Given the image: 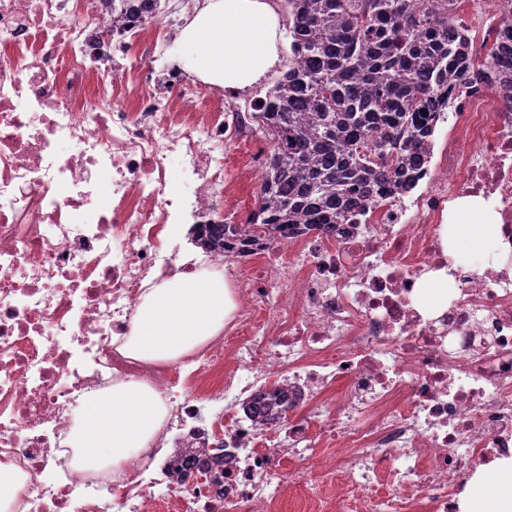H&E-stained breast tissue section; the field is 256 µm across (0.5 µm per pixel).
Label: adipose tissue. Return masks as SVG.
Instances as JSON below:
<instances>
[{
	"instance_id": "adipose-tissue-1",
	"label": "adipose tissue",
	"mask_w": 512,
	"mask_h": 512,
	"mask_svg": "<svg viewBox=\"0 0 512 512\" xmlns=\"http://www.w3.org/2000/svg\"><path fill=\"white\" fill-rule=\"evenodd\" d=\"M280 21L272 0H204L178 43L183 64L204 81L237 95L252 89L281 63ZM234 303L217 275L180 276L146 289L121 352L133 360L173 363L224 329ZM71 431L86 466L130 465L166 415L159 397L129 380L85 394Z\"/></svg>"
}]
</instances>
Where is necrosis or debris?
I'll return each mask as SVG.
<instances>
[{
    "label": "necrosis or debris",
    "instance_id": "obj_1",
    "mask_svg": "<svg viewBox=\"0 0 512 512\" xmlns=\"http://www.w3.org/2000/svg\"><path fill=\"white\" fill-rule=\"evenodd\" d=\"M0 0V512H275L301 473L329 476L348 512H461L465 482L512 462V93H461L425 188L334 234L278 236L251 272L201 252L182 224L224 221V92L154 70L145 22L112 0ZM502 0L463 19L486 61ZM499 216L498 263L469 271L443 243L454 201ZM448 275V300L423 277ZM223 276L231 344L176 363L120 348L144 289ZM278 376L289 421L244 403ZM136 379L167 415L125 469H83L67 443L85 392ZM330 395L317 419L301 408ZM224 458L222 484L151 474L159 449ZM335 449L334 457L318 453ZM385 471L390 494L377 491Z\"/></svg>",
    "mask_w": 512,
    "mask_h": 512
}]
</instances>
